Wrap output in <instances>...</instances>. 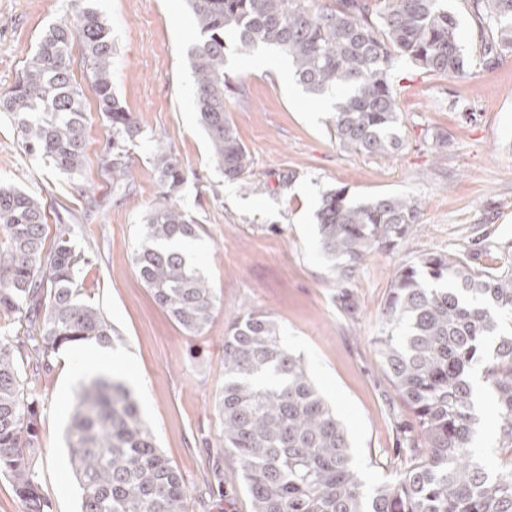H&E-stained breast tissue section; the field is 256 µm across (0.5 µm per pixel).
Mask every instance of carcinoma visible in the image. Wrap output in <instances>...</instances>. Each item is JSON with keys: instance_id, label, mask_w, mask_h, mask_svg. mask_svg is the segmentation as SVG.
I'll return each mask as SVG.
<instances>
[{"instance_id": "cac0c4a2", "label": "carcinoma", "mask_w": 512, "mask_h": 512, "mask_svg": "<svg viewBox=\"0 0 512 512\" xmlns=\"http://www.w3.org/2000/svg\"><path fill=\"white\" fill-rule=\"evenodd\" d=\"M52 26L27 58L0 107L11 114L25 152L71 180L85 215L103 204L82 181L86 106L71 71V44L83 46L96 108L112 129L102 167L112 189L131 188L127 144L142 135L112 91V36L86 0ZM486 69L512 52V0H461ZM198 32L188 56L194 95L213 162L227 181L242 179L251 158L226 116L224 68L229 40L241 50L272 47L291 61L312 95L336 93L331 126L340 148L387 156L403 146L390 70L405 57L429 74L453 77L467 59L458 16L441 0H188ZM158 196L141 224L134 263L156 303L190 336L210 321L208 281L174 244L200 225L178 203L187 170L156 146ZM321 250L345 285L365 258L391 250L420 223L418 203L399 195L357 200L346 189L322 193L316 211ZM40 193L0 184V473L28 512H51L37 482V399L26 377L73 345L107 343L114 332L82 285L90 260L61 224L46 245ZM479 267L465 253H424L405 262L389 287L380 367L414 411L418 436L393 481L366 493L344 427L278 324L248 311L224 336V447L216 449L204 496L224 495L225 454L236 457L252 512H512V467L495 469L473 446L472 374L480 369L500 420L499 444L512 449V256ZM79 512H189L188 487L142 422L132 392L109 377L80 384L68 429Z\"/></svg>"}]
</instances>
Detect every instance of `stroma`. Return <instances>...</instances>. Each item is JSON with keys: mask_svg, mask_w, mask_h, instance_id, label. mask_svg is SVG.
Instances as JSON below:
<instances>
[{"mask_svg": "<svg viewBox=\"0 0 512 512\" xmlns=\"http://www.w3.org/2000/svg\"><path fill=\"white\" fill-rule=\"evenodd\" d=\"M92 5L114 42L112 87L143 130L129 147L132 190L97 218L84 219L66 177L24 152L2 112L0 182L39 191L49 228L70 225L74 247L93 256L86 295L115 330L108 371L129 387L158 448L195 496L209 450L224 445L219 400L229 318L262 312L278 324L286 347L302 358L344 425L365 487L385 483L404 429L415 425L371 342L399 266L423 253L472 250L477 264L497 267L504 255L491 242L512 245V53L496 69H485L470 15L460 0H444L458 14L465 72L433 76L396 59L391 77L404 146L388 156H365L340 149L330 126L331 99L305 93L285 56L270 48H229L227 117L251 156L249 173L230 182L211 159L195 107L188 50L197 33L187 0ZM68 10L69 0H0V98ZM71 62L88 107L83 177L105 198L112 186L102 160L112 131L95 110L80 43L71 46ZM438 132L448 136L440 152L432 145ZM158 143L189 172L180 205L201 229L187 250L216 297L197 336L186 335L156 304L133 260L139 226L158 192L151 157ZM342 187L357 199L402 195L421 210L417 230L395 250L371 252L352 280L358 305L353 318L339 306V286L320 252L315 219L322 192ZM98 350L90 343L60 350L39 374L35 454L38 483L52 512L79 509L66 430L78 390L74 373ZM474 386V445L489 463L508 467L512 455L496 447L493 394L482 377Z\"/></svg>", "mask_w": 512, "mask_h": 512, "instance_id": "1", "label": "stroma"}]
</instances>
